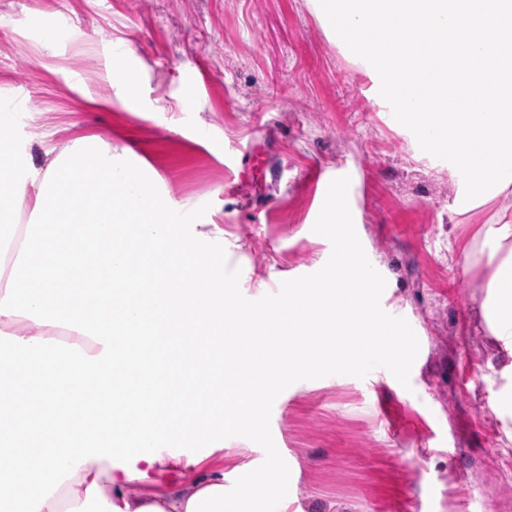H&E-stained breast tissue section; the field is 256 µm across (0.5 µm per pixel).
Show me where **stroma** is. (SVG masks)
Wrapping results in <instances>:
<instances>
[{"label": "stroma", "instance_id": "stroma-1", "mask_svg": "<svg viewBox=\"0 0 512 512\" xmlns=\"http://www.w3.org/2000/svg\"><path fill=\"white\" fill-rule=\"evenodd\" d=\"M118 41L139 70L131 92L109 75ZM1 105L36 165L46 148L92 138L149 165L175 223L215 212L243 305L333 266L336 237L316 222L325 186L347 182L364 261L385 285L379 309L409 346L401 374L320 371L274 400L265 423L301 465L294 505L512 512L501 468L512 441L496 410L505 380L487 379L512 358L484 322L493 244L476 236L495 214L450 223L459 176L389 123L375 82L309 0H0ZM213 429L175 439L174 453L216 442L247 470L272 452L233 425Z\"/></svg>", "mask_w": 512, "mask_h": 512}]
</instances>
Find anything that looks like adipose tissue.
Instances as JSON below:
<instances>
[{"mask_svg":"<svg viewBox=\"0 0 512 512\" xmlns=\"http://www.w3.org/2000/svg\"><path fill=\"white\" fill-rule=\"evenodd\" d=\"M13 109L0 108V504L22 512H288L275 469L247 473L237 495H224L221 444L182 459L174 437L210 435L206 410L163 416L174 401L195 404L208 388L225 422L262 441L246 408L251 396L271 399L293 379L328 370L353 372L376 351L390 353L399 374V324L384 318L371 281L362 278V249L353 236L351 188L331 186L320 223L335 232L336 263L322 277L298 281L267 307L243 308L224 281V229L204 214L172 223L148 166L85 139L35 167L12 140ZM30 208L35 223L16 215ZM494 248L482 303L490 335L512 353V219L484 225ZM107 265L109 282L57 290L71 269ZM173 335L168 350L152 346L151 322ZM224 329V354L249 368L238 395L217 380L223 369L204 341ZM67 412L55 413L57 391ZM133 457L115 463L116 454ZM187 471L170 488L150 470Z\"/></svg>","mask_w":512,"mask_h":512,"instance_id":"obj_1","label":"adipose tissue"}]
</instances>
